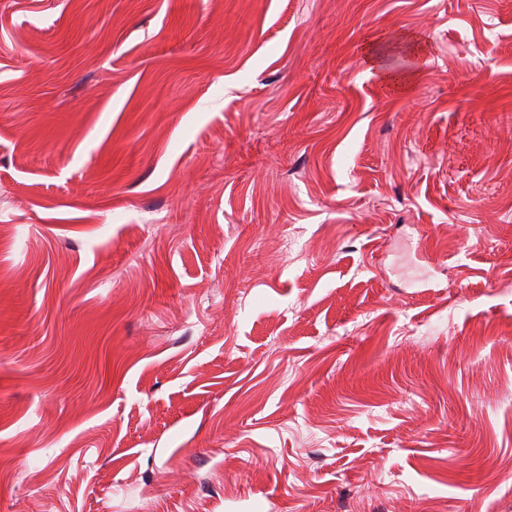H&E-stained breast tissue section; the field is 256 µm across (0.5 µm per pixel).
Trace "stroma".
Here are the masks:
<instances>
[{
    "label": "stroma",
    "mask_w": 512,
    "mask_h": 512,
    "mask_svg": "<svg viewBox=\"0 0 512 512\" xmlns=\"http://www.w3.org/2000/svg\"><path fill=\"white\" fill-rule=\"evenodd\" d=\"M0 512H512V0H0Z\"/></svg>",
    "instance_id": "35a3bbf8"
}]
</instances>
